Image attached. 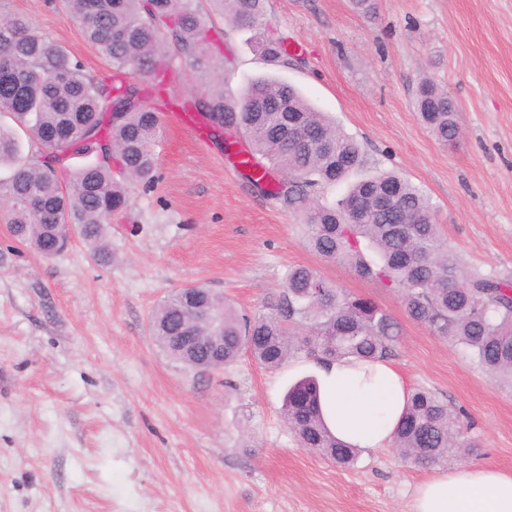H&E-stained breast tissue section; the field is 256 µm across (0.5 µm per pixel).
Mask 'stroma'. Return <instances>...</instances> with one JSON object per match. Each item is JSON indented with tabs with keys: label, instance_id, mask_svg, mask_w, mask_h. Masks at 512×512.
I'll return each mask as SVG.
<instances>
[{
	"label": "stroma",
	"instance_id": "obj_1",
	"mask_svg": "<svg viewBox=\"0 0 512 512\" xmlns=\"http://www.w3.org/2000/svg\"><path fill=\"white\" fill-rule=\"evenodd\" d=\"M265 0L279 62L252 31L200 8L223 33L224 90L270 75L296 86L360 142L365 172L391 170L430 199L448 247L472 271H512V0ZM98 77L111 73L61 0H0ZM430 79L455 101L461 133L438 142L416 97ZM153 188H129L106 229L102 264L74 239L41 256L0 221V512H410L431 467L394 449L339 467L302 448L281 415L285 390L313 374L250 353L219 371L185 369L156 346L164 297L203 284L254 317L277 311L289 269L316 268L403 328L391 357L408 389L463 412L477 441L460 464L512 471V385L411 320L401 295L322 259L302 218L256 189L213 139L164 123ZM257 40L263 55L268 61L279 62L283 58L285 54L283 40L276 36L273 31L267 29L266 34L265 32H259Z\"/></svg>",
	"mask_w": 512,
	"mask_h": 512
}]
</instances>
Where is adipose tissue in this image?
<instances>
[{
    "label": "adipose tissue",
    "instance_id": "obj_1",
    "mask_svg": "<svg viewBox=\"0 0 512 512\" xmlns=\"http://www.w3.org/2000/svg\"><path fill=\"white\" fill-rule=\"evenodd\" d=\"M317 379L337 438L361 450L391 445L408 394L391 361L340 359L319 366ZM412 512H512V473L490 466L436 470L417 485Z\"/></svg>",
    "mask_w": 512,
    "mask_h": 512
}]
</instances>
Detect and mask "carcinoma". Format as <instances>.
Segmentation results:
<instances>
[{
	"label": "carcinoma",
	"instance_id": "obj_1",
	"mask_svg": "<svg viewBox=\"0 0 512 512\" xmlns=\"http://www.w3.org/2000/svg\"><path fill=\"white\" fill-rule=\"evenodd\" d=\"M236 28H259L265 0H212ZM84 39L112 65L109 78L89 74L60 45L28 20L0 11V218L20 242L42 255L75 225L105 260L102 241L112 216L128 204V187L155 180L156 144L162 121L148 92L165 91L173 71L167 46L191 66L224 65L219 32L202 17L197 0H62ZM258 45L270 62L280 61L283 40L260 32ZM288 102V111L255 110L249 97ZM421 120L443 141L458 131V114L434 84L420 85ZM178 106L195 112L210 137L229 126L245 137L241 164L257 187L270 170L284 176L274 193L304 219L308 246L329 261L402 294L408 316L459 345L482 369L512 384V273L464 270L448 249L428 199L392 171L364 175L338 199L325 190L363 167L358 142L333 119L315 110L293 86L269 77L253 80L230 101L223 87L196 90ZM73 156L88 159L73 169ZM224 337L220 346H190L179 336ZM156 345L172 360L197 370H215L247 350L264 368L276 370L303 354L316 362L341 358L387 359L402 327L374 301L339 290L308 266L285 279L280 312L242 317L224 297L202 285L167 295L149 321ZM282 416L300 445L340 466L354 463L357 449L327 427L319 386L306 376L285 393ZM479 447L463 437L458 413L427 389L409 392L395 432L394 449L417 466Z\"/></svg>",
	"mask_w": 512,
	"mask_h": 512
}]
</instances>
